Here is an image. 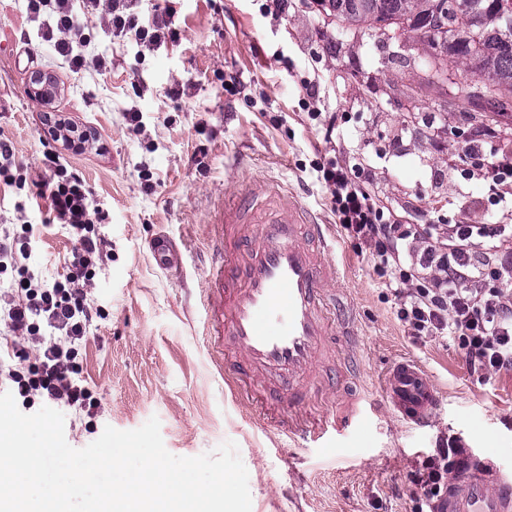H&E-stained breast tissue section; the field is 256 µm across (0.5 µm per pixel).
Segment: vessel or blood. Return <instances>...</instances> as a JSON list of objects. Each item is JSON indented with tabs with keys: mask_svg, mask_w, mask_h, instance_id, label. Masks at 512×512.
I'll return each instance as SVG.
<instances>
[{
	"mask_svg": "<svg viewBox=\"0 0 512 512\" xmlns=\"http://www.w3.org/2000/svg\"><path fill=\"white\" fill-rule=\"evenodd\" d=\"M214 229L224 259L208 276L203 303L225 354L218 370L239 397L274 410L284 439L315 444L352 427L347 412L310 426L294 410L309 392L327 389L343 352L360 338L350 321L334 327L339 269L329 227L315 223L279 181H244L220 207ZM387 400L404 421L423 425L438 409L430 378L411 358H399L386 379ZM431 512H512V468L491 451L459 449Z\"/></svg>",
	"mask_w": 512,
	"mask_h": 512,
	"instance_id": "obj_1",
	"label": "vessel or blood"
}]
</instances>
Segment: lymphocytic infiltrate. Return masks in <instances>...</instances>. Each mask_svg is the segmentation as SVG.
I'll return each mask as SVG.
<instances>
[{"instance_id": "1", "label": "lymphocytic infiltrate", "mask_w": 512, "mask_h": 512, "mask_svg": "<svg viewBox=\"0 0 512 512\" xmlns=\"http://www.w3.org/2000/svg\"><path fill=\"white\" fill-rule=\"evenodd\" d=\"M26 16L42 40L72 69L86 63L90 45L82 21L100 18L116 38H133L147 46L177 39L171 8H154L143 16L141 0H24ZM49 179H33L16 169L14 150L0 139V184L23 189L35 184L47 201V221L66 224L80 236L81 251L65 280H36L17 266L22 297L0 311V328L12 339L14 366L6 378L30 405L85 409L90 391L75 377L77 346L92 320L84 286L93 281L103 251L93 237L102 216L86 180L66 159L46 154ZM313 169L330 195L331 206L347 238L368 246L380 285L393 296L397 317L410 335L457 343L469 363L489 374L512 369V227L499 224L449 225L392 221L370 202L362 186L360 164L334 157Z\"/></svg>"}]
</instances>
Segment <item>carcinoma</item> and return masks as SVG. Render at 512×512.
Segmentation results:
<instances>
[{
	"mask_svg": "<svg viewBox=\"0 0 512 512\" xmlns=\"http://www.w3.org/2000/svg\"><path fill=\"white\" fill-rule=\"evenodd\" d=\"M346 29L396 28L477 77L497 117L512 111V0H317Z\"/></svg>",
	"mask_w": 512,
	"mask_h": 512,
	"instance_id": "1",
	"label": "carcinoma"
}]
</instances>
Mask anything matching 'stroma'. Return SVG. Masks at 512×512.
Segmentation results:
<instances>
[{
	"mask_svg": "<svg viewBox=\"0 0 512 512\" xmlns=\"http://www.w3.org/2000/svg\"><path fill=\"white\" fill-rule=\"evenodd\" d=\"M264 2L171 0L180 37L151 48L88 19L93 53L112 66L90 61L75 72L27 24L21 0H0V136L16 165L35 174L44 153L63 154L108 214L94 233L112 256L98 262L87 289L93 323L76 358L97 407L65 411V438L81 449L105 427L134 430L155 416L175 456L235 442L250 485L261 489L252 512H415L411 476L446 440L491 449L512 467V370L485 378L457 345L410 336L383 297L370 251L342 234L311 162L326 155L362 164L372 201L412 224L512 225V205L495 203L458 161L486 128L470 109L442 105L449 82L466 87L472 74L456 66L451 77L428 80L426 50L393 30L341 34L315 0H288L280 15ZM36 70L55 78L51 103L30 95ZM307 80L319 86L320 111L346 118L332 141L301 106ZM50 109L91 130L101 151L56 142L43 123ZM132 109L142 114L136 130L124 118ZM145 170L153 189L142 184ZM244 176L281 180L336 234L337 286L363 338L357 370L334 376L337 402L356 409L351 447L283 446L212 361L202 296L220 251L213 223ZM45 217L26 191L0 198V225L33 228L25 266L61 280L77 240ZM160 234L180 252L175 265H159L149 250ZM403 355L440 395L431 427L399 421L384 404L387 372Z\"/></svg>",
	"mask_w": 512,
	"mask_h": 512,
	"instance_id": "obj_1",
	"label": "stroma"
}]
</instances>
